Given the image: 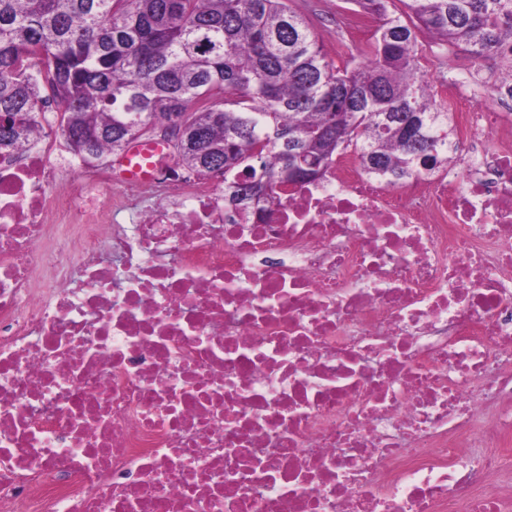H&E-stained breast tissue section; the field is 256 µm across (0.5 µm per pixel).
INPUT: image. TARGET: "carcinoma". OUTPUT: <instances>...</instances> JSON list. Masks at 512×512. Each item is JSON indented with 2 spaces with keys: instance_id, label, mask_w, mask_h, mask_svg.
Masks as SVG:
<instances>
[{
  "instance_id": "obj_1",
  "label": "carcinoma",
  "mask_w": 512,
  "mask_h": 512,
  "mask_svg": "<svg viewBox=\"0 0 512 512\" xmlns=\"http://www.w3.org/2000/svg\"><path fill=\"white\" fill-rule=\"evenodd\" d=\"M377 17L368 58L343 69L285 0H0V151L38 125L48 99L88 161L183 120L172 154L198 176L268 187L351 149L390 183L446 160L448 110L420 73L418 34L482 59L512 47V0H354ZM30 73L18 69L21 58ZM300 142L288 147V132Z\"/></svg>"
}]
</instances>
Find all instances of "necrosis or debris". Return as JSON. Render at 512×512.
<instances>
[{
    "label": "necrosis or debris",
    "mask_w": 512,
    "mask_h": 512,
    "mask_svg": "<svg viewBox=\"0 0 512 512\" xmlns=\"http://www.w3.org/2000/svg\"><path fill=\"white\" fill-rule=\"evenodd\" d=\"M392 185L229 202L0 153V512H512V98ZM128 213L132 223H117Z\"/></svg>",
    "instance_id": "necrosis-or-debris-1"
}]
</instances>
